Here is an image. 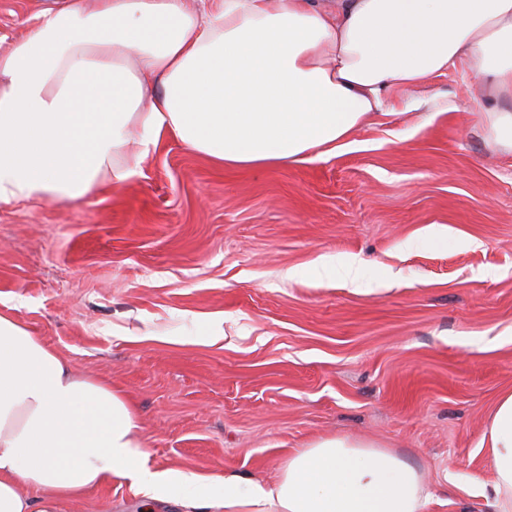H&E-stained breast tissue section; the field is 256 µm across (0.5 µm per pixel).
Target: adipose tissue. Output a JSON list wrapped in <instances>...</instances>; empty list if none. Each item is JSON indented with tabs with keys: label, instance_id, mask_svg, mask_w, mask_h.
<instances>
[{
	"label": "adipose tissue",
	"instance_id": "ef3b65f1",
	"mask_svg": "<svg viewBox=\"0 0 512 512\" xmlns=\"http://www.w3.org/2000/svg\"><path fill=\"white\" fill-rule=\"evenodd\" d=\"M465 67L512 154V0H49L0 53V203L77 200L132 178L163 137L224 168L312 162L399 88ZM133 407L0 311V512H58L106 480L193 512H428L422 472L369 439L300 449L275 480L150 466ZM492 512H512V391L487 418ZM39 497H31V490Z\"/></svg>",
	"mask_w": 512,
	"mask_h": 512
}]
</instances>
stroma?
Masks as SVG:
<instances>
[{"mask_svg":"<svg viewBox=\"0 0 512 512\" xmlns=\"http://www.w3.org/2000/svg\"><path fill=\"white\" fill-rule=\"evenodd\" d=\"M43 5L0 0V52ZM471 84L451 70L418 109L392 91L390 117L314 162L224 169L166 138L120 187L0 204V310L128 395L153 466L272 480L318 438H372L440 489L431 512H488L484 422L512 389V155L457 110ZM351 257L358 285L314 273ZM138 502L115 480L58 512Z\"/></svg>","mask_w":512,"mask_h":512,"instance_id":"35a3bbf8","label":"stroma"}]
</instances>
